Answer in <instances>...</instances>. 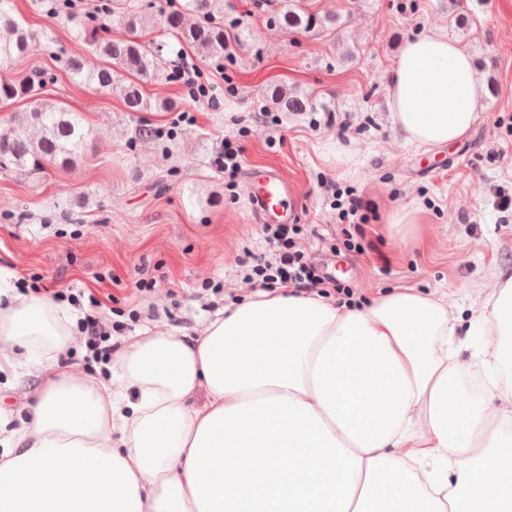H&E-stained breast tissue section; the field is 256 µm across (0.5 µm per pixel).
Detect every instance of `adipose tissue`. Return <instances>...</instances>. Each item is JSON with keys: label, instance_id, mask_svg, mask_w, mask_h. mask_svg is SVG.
<instances>
[{"label": "adipose tissue", "instance_id": "ef3b65f1", "mask_svg": "<svg viewBox=\"0 0 512 512\" xmlns=\"http://www.w3.org/2000/svg\"><path fill=\"white\" fill-rule=\"evenodd\" d=\"M431 29L404 42L388 104L409 144L460 141L486 96ZM475 318L414 288L367 304L249 293L199 336L144 330L109 380L61 366L76 315L0 268V347L44 365L0 441V512H512V273ZM206 398L195 404L193 396Z\"/></svg>", "mask_w": 512, "mask_h": 512}]
</instances>
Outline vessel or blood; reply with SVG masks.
I'll return each mask as SVG.
<instances>
[{"label":"vessel or blood","instance_id":"1","mask_svg":"<svg viewBox=\"0 0 512 512\" xmlns=\"http://www.w3.org/2000/svg\"><path fill=\"white\" fill-rule=\"evenodd\" d=\"M246 196L252 211L265 224H291L302 208L297 189L278 171L249 175Z\"/></svg>","mask_w":512,"mask_h":512}]
</instances>
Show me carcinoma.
<instances>
[{
  "mask_svg": "<svg viewBox=\"0 0 512 512\" xmlns=\"http://www.w3.org/2000/svg\"><path fill=\"white\" fill-rule=\"evenodd\" d=\"M224 17V0H185L183 10L167 14L163 25L179 43L183 52L204 57L222 58L226 40L224 26L216 20ZM73 24L75 38L88 46V54L71 56L65 66L75 84L94 92L120 98L130 112L172 111L176 104L170 98L144 96L143 87L161 79L167 61L162 48L136 35L146 24L156 23L145 12L139 0H106L105 7L93 16L67 14ZM117 18L130 36L114 41L101 35L106 22ZM340 17L321 14L307 0H285L276 24L290 32L336 34ZM35 36L23 18L11 7V0H0V69L26 57ZM17 99L29 100V110L16 113L0 123V170H23L28 173L44 165L69 167L82 156L92 129L84 124L80 113L59 101L38 96L35 81L0 82V103ZM266 107L278 112H327L329 108L314 96L288 90L280 83L265 93Z\"/></svg>",
  "mask_w": 512,
  "mask_h": 512,
  "instance_id": "1",
  "label": "carcinoma"
}]
</instances>
